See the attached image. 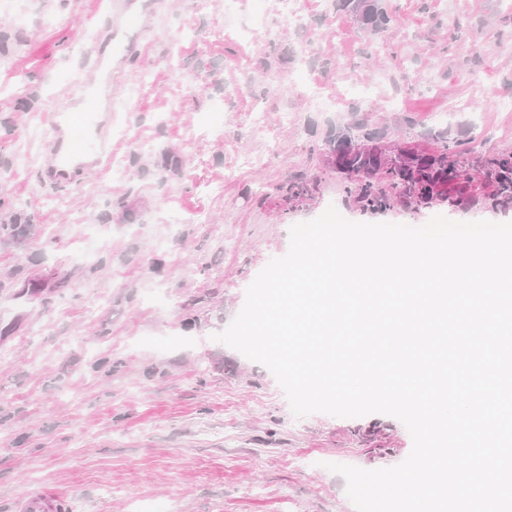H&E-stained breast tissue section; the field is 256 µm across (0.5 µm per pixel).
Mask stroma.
<instances>
[{"mask_svg": "<svg viewBox=\"0 0 512 512\" xmlns=\"http://www.w3.org/2000/svg\"><path fill=\"white\" fill-rule=\"evenodd\" d=\"M110 3L0 8V512L22 486L57 489L69 512H355L330 464L394 466L412 449L406 427L294 417L273 374L213 336L287 253L291 226L332 204L365 221L312 151L329 132L371 112L399 142L443 130L475 157L512 149V113L497 108L512 98V13L386 0L392 22L372 35L337 0H306L308 26L270 43L224 29L225 0L200 14L141 0L139 38L112 73L130 132L112 155L150 152L130 176L44 188L41 115L80 89ZM364 86L370 99L351 96ZM315 88L332 111L310 106ZM299 174L318 189L282 211L275 188ZM82 249L93 263L76 261Z\"/></svg>", "mask_w": 512, "mask_h": 512, "instance_id": "stroma-1", "label": "stroma"}]
</instances>
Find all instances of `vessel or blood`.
I'll return each instance as SVG.
<instances>
[{
  "instance_id": "b4317fda",
  "label": "vessel or blood",
  "mask_w": 512,
  "mask_h": 512,
  "mask_svg": "<svg viewBox=\"0 0 512 512\" xmlns=\"http://www.w3.org/2000/svg\"><path fill=\"white\" fill-rule=\"evenodd\" d=\"M137 4L138 0H113L112 23L104 34L108 49L96 54V80L86 83L72 109L45 117L44 185H69L79 175L100 169L105 158L111 156L112 99L106 90L112 82L113 63L123 61L130 50ZM15 508L16 512H66L67 505L52 488H23L15 495Z\"/></svg>"
}]
</instances>
